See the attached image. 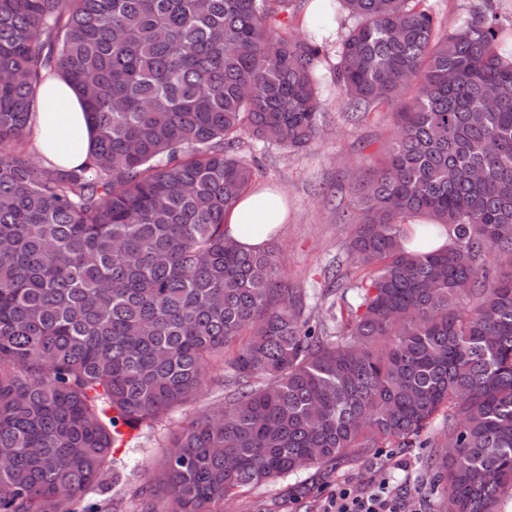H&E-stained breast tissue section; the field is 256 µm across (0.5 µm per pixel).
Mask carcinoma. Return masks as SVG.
I'll return each instance as SVG.
<instances>
[{"mask_svg": "<svg viewBox=\"0 0 512 512\" xmlns=\"http://www.w3.org/2000/svg\"><path fill=\"white\" fill-rule=\"evenodd\" d=\"M329 2L352 20L338 93L391 126L312 321L275 248L240 249L224 213L260 172L242 137L316 138L326 26L293 35L296 0H0V512L137 479L119 426L152 427L220 365L224 404L170 434L141 512H218L375 448L433 449L452 512L512 494L504 28L488 6L446 26L429 0ZM56 75L93 131L70 169L23 148ZM414 224L447 243L410 248Z\"/></svg>", "mask_w": 512, "mask_h": 512, "instance_id": "1", "label": "carcinoma"}]
</instances>
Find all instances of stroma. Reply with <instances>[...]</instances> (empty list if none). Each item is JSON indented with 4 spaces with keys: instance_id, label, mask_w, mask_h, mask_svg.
I'll return each instance as SVG.
<instances>
[{
    "instance_id": "obj_1",
    "label": "stroma",
    "mask_w": 512,
    "mask_h": 512,
    "mask_svg": "<svg viewBox=\"0 0 512 512\" xmlns=\"http://www.w3.org/2000/svg\"><path fill=\"white\" fill-rule=\"evenodd\" d=\"M487 2L496 9L504 28L511 30L512 0H432L445 23ZM322 99L318 137L306 149L295 151L248 139L243 142L244 154L256 159L262 169L258 186L278 189L286 195L288 220L273 239L281 274L296 287L307 289L308 310L318 318L326 310L320 299L324 272L349 261L350 228L341 223L339 212L355 207L358 197L348 176L364 155L378 147L380 137L387 135L390 127V116L384 112L363 126L350 122L334 84L324 86ZM223 375V368H215L199 397L157 424L155 430L134 431L133 441L144 446V453L130 455L119 448L115 455L135 466L138 481L125 485L117 498L106 492L87 496L81 504L83 512H140L141 483L159 465L167 429L223 402ZM430 455L427 448H383L331 470L301 469L227 501L224 512H325L338 484L348 482L356 491L365 492L385 481L407 498L412 512H443L440 494L432 485ZM298 484L308 486L307 496L293 494Z\"/></svg>"
}]
</instances>
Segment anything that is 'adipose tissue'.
Listing matches in <instances>:
<instances>
[{"label": "adipose tissue", "mask_w": 512, "mask_h": 512, "mask_svg": "<svg viewBox=\"0 0 512 512\" xmlns=\"http://www.w3.org/2000/svg\"><path fill=\"white\" fill-rule=\"evenodd\" d=\"M36 143L43 159L73 168L81 165L90 144V128L76 91L56 80L37 91ZM287 217L281 191L261 189L244 194L224 215L226 235L241 248L257 250Z\"/></svg>", "instance_id": "adipose-tissue-1"}]
</instances>
